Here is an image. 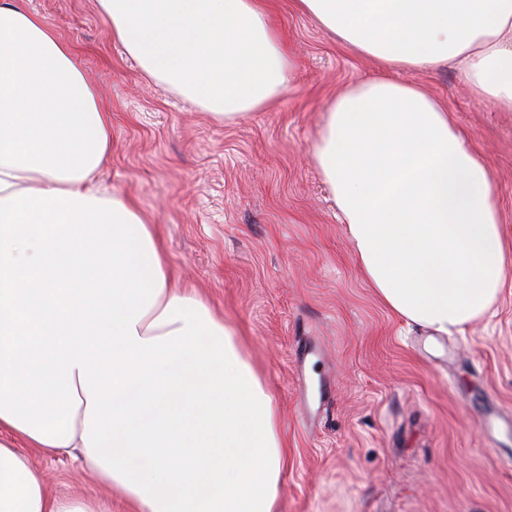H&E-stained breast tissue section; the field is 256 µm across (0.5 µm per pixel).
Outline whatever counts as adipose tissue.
I'll return each mask as SVG.
<instances>
[{
  "label": "adipose tissue",
  "mask_w": 512,
  "mask_h": 512,
  "mask_svg": "<svg viewBox=\"0 0 512 512\" xmlns=\"http://www.w3.org/2000/svg\"><path fill=\"white\" fill-rule=\"evenodd\" d=\"M270 0H98L123 50L216 117L290 85ZM384 76L337 95L311 157L355 262L406 324L464 333L508 257L482 158L392 69L456 63L512 112V0H294ZM112 115L28 0H0V512H110L53 496L26 448L65 452L127 512H278L287 449L236 329L175 285L151 223L99 188Z\"/></svg>",
  "instance_id": "obj_1"
}]
</instances>
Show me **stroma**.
Returning <instances> with one entry per match:
<instances>
[{
    "label": "stroma",
    "mask_w": 512,
    "mask_h": 512,
    "mask_svg": "<svg viewBox=\"0 0 512 512\" xmlns=\"http://www.w3.org/2000/svg\"><path fill=\"white\" fill-rule=\"evenodd\" d=\"M112 114L95 180L135 198L174 276L198 288L274 397L288 448L279 512H512V266L486 317L453 336L407 326L360 275L310 146L331 100L376 75L292 0L271 24L295 61L270 105L223 121L184 102L114 41L97 0H31ZM423 84L491 174L512 248V112L477 99L453 64L393 71ZM51 494L105 498L72 459L30 451Z\"/></svg>",
    "instance_id": "35a3bbf8"
}]
</instances>
